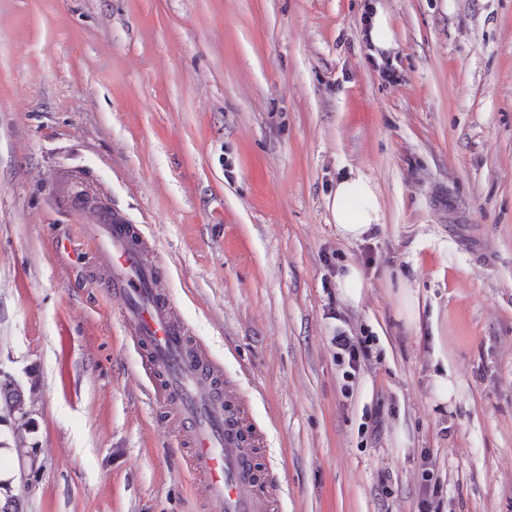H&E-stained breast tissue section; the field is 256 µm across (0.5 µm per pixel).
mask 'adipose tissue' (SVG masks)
Returning <instances> with one entry per match:
<instances>
[{"label": "adipose tissue", "instance_id": "adipose-tissue-1", "mask_svg": "<svg viewBox=\"0 0 512 512\" xmlns=\"http://www.w3.org/2000/svg\"><path fill=\"white\" fill-rule=\"evenodd\" d=\"M338 235L346 241H357L384 222L376 189L372 181L352 174L336 185L331 204Z\"/></svg>", "mask_w": 512, "mask_h": 512}]
</instances>
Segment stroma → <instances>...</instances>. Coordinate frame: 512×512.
I'll use <instances>...</instances> for the list:
<instances>
[{
	"label": "stroma",
	"mask_w": 512,
	"mask_h": 512,
	"mask_svg": "<svg viewBox=\"0 0 512 512\" xmlns=\"http://www.w3.org/2000/svg\"><path fill=\"white\" fill-rule=\"evenodd\" d=\"M353 173L385 225L348 243ZM65 177L144 232L249 400L277 512H512V0H0V381L28 412L0 405V496L207 512ZM340 330L370 339L351 378ZM369 42L374 54L378 56L381 52L389 50L394 44V32L389 19L380 6H375V11L369 21L368 29ZM364 38L368 42L366 29ZM331 211L336 231L346 241H359L374 227L385 225L375 186L361 174L337 183ZM338 286L346 299L354 304L359 303L364 288V277L361 270L356 265H347L343 273L338 276ZM0 401L5 403L10 413H18L21 418L24 414L27 415L24 411V394L21 388L14 383L7 382V380L0 381ZM22 420H25V418H22Z\"/></svg>",
	"instance_id": "1"
}]
</instances>
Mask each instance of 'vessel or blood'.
<instances>
[{
  "label": "vessel or blood",
  "instance_id": "vessel-or-blood-1",
  "mask_svg": "<svg viewBox=\"0 0 512 512\" xmlns=\"http://www.w3.org/2000/svg\"><path fill=\"white\" fill-rule=\"evenodd\" d=\"M67 202L86 222L102 267L103 290L120 299L132 343L146 351L150 375L159 378L166 400L186 425L189 466L201 479L206 499L216 512H267L262 480L245 474L257 451L238 419L242 397L236 389L220 387V365L189 336L160 293L163 276L147 240L129 232L111 209L93 207L81 188H71Z\"/></svg>",
  "mask_w": 512,
  "mask_h": 512
}]
</instances>
